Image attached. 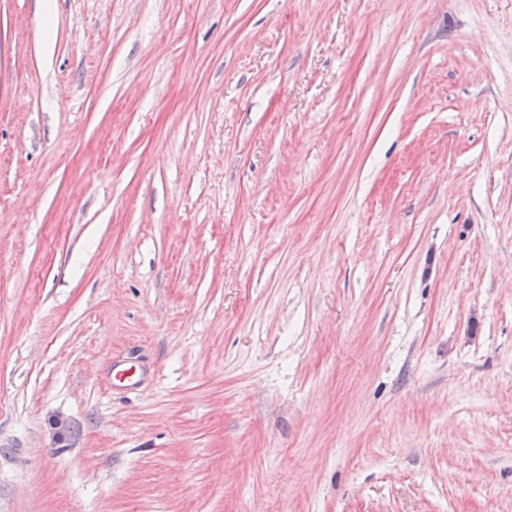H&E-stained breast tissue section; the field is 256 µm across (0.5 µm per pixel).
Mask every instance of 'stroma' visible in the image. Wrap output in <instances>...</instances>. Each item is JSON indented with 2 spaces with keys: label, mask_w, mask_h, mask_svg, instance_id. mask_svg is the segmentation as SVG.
<instances>
[{
  "label": "stroma",
  "mask_w": 512,
  "mask_h": 512,
  "mask_svg": "<svg viewBox=\"0 0 512 512\" xmlns=\"http://www.w3.org/2000/svg\"><path fill=\"white\" fill-rule=\"evenodd\" d=\"M0 512H512V0H0Z\"/></svg>",
  "instance_id": "1"
}]
</instances>
